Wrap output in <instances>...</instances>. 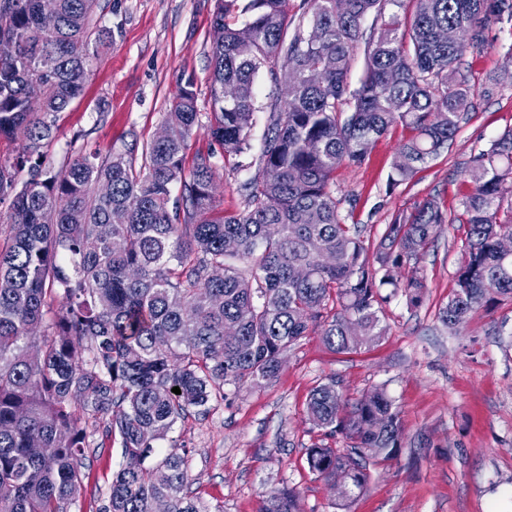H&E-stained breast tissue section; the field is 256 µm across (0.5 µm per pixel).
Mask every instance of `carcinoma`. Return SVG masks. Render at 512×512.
<instances>
[{"instance_id":"obj_1","label":"carcinoma","mask_w":512,"mask_h":512,"mask_svg":"<svg viewBox=\"0 0 512 512\" xmlns=\"http://www.w3.org/2000/svg\"><path fill=\"white\" fill-rule=\"evenodd\" d=\"M402 2L303 0L295 10L289 0H216L215 147L186 166L199 126L189 83L164 116L165 140L104 160L81 153L56 171L41 148L99 58L95 0H58L54 33L41 26L39 0H0V138L23 141L0 163L13 229L0 250V512H67L82 487L87 415L105 419L124 454L98 512H206L185 493L188 450L158 448L177 419L228 399L227 387L273 380L283 353L310 334L337 353L379 342L390 299L380 289L420 305L419 263L445 224L463 237L442 325L457 330L476 309L512 299V255L499 248L512 234V129L472 158L453 216L428 198L370 244L341 213L336 171L362 162L393 125L409 137L391 189L453 142L480 95L462 73L465 52L484 46L491 17L512 19V0H413L404 18ZM238 14L241 25L231 23ZM260 73L287 96L258 104ZM257 112L265 129L240 185L242 209L226 214L214 195L218 161L251 150ZM227 239L235 251L224 250ZM306 412L351 442L306 452L309 471L336 490L333 508L350 512L370 463L401 447L399 411L381 388L351 400L332 380L312 390ZM259 512H299L296 492H273Z\"/></svg>"}]
</instances>
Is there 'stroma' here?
<instances>
[{"label": "stroma", "instance_id": "35a3bbf8", "mask_svg": "<svg viewBox=\"0 0 512 512\" xmlns=\"http://www.w3.org/2000/svg\"><path fill=\"white\" fill-rule=\"evenodd\" d=\"M215 7V0H98L93 23L111 28L112 38L83 95L58 114L44 148L48 162L61 166L84 149L105 159L132 140L152 139L188 81L198 112L208 115ZM484 39L482 50L464 57L472 84L484 93L447 151L388 189L397 146L408 135L397 125L361 164L337 171L336 192L355 198L352 219L366 225L370 239L393 215L432 196L459 211L471 158L512 128V22L491 21ZM251 160L234 156L220 169L225 212L241 209ZM461 236L443 226L420 262L422 303L410 306L396 294L380 314L386 334L377 345L338 354L308 336L286 352L271 382L242 387L229 400H212L207 412L178 420L172 436L189 451L190 494L209 512H258L274 490L290 487L300 512H333L335 490L306 465L312 445H348L306 414L311 391L333 380L351 399L383 388L402 422L401 448L370 466L351 512H512V300L477 309L456 331L437 319L453 287ZM87 432L84 486L67 512H97L123 462L120 440L107 437L103 420H89Z\"/></svg>", "mask_w": 512, "mask_h": 512}]
</instances>
